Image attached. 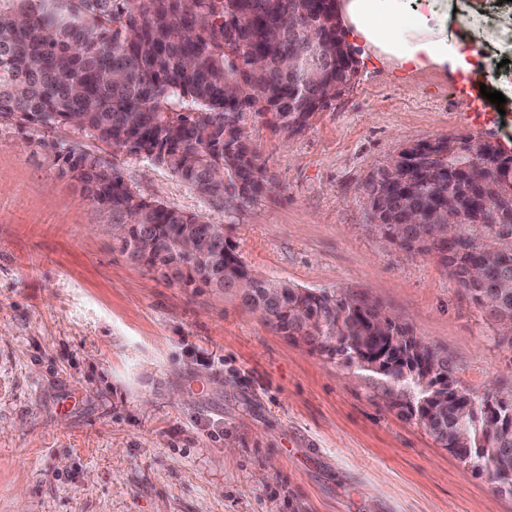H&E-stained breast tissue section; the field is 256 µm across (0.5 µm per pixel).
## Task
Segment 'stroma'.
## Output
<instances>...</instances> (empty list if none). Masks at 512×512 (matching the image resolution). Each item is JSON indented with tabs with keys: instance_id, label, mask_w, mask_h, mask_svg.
Instances as JSON below:
<instances>
[{
	"instance_id": "stroma-1",
	"label": "stroma",
	"mask_w": 512,
	"mask_h": 512,
	"mask_svg": "<svg viewBox=\"0 0 512 512\" xmlns=\"http://www.w3.org/2000/svg\"><path fill=\"white\" fill-rule=\"evenodd\" d=\"M354 52L344 95L302 133L248 117L272 189L232 213L76 127L0 118V512H512L382 377L129 260L111 213L42 145L104 157L135 194L223 225L257 276L368 293L448 357L460 388L510 394L512 336L437 257L376 231L367 185L420 142L512 154V101Z\"/></svg>"
}]
</instances>
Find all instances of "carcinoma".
I'll list each match as a JSON object with an SVG mask.
<instances>
[{"label":"carcinoma","mask_w":512,"mask_h":512,"mask_svg":"<svg viewBox=\"0 0 512 512\" xmlns=\"http://www.w3.org/2000/svg\"><path fill=\"white\" fill-rule=\"evenodd\" d=\"M303 26L288 28V12ZM333 29L324 37L313 30ZM333 0H0V117L46 128L74 122L114 147L145 152L226 211L265 196L269 179L243 126L267 119L291 136L336 99L341 68L327 51L336 36ZM283 39L272 42L273 31ZM301 53L288 66V46ZM174 99L192 111L174 112ZM63 174L112 213L121 253L168 281L237 297L271 328L312 351L354 363L384 358L386 382L442 447L486 470L512 493V397L477 399L452 387L448 358L398 324L365 294L314 292L254 275L224 238V225L152 201H137L116 166L56 144ZM483 143L443 147L402 169L404 190L370 182L371 223L406 250L434 254L457 286L512 331V181L490 160L482 178L444 181L450 167L481 158ZM462 223H450L448 193ZM454 233L448 241V233ZM148 241V251L139 243ZM435 373L446 389L426 397L409 377Z\"/></svg>","instance_id":"cac0c4a2"}]
</instances>
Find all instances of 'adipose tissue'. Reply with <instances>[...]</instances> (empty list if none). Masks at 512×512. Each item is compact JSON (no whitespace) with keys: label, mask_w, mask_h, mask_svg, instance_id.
I'll use <instances>...</instances> for the list:
<instances>
[{"label":"adipose tissue","mask_w":512,"mask_h":512,"mask_svg":"<svg viewBox=\"0 0 512 512\" xmlns=\"http://www.w3.org/2000/svg\"><path fill=\"white\" fill-rule=\"evenodd\" d=\"M336 10L346 41L375 47L376 60H394L409 74L443 68L468 85L490 82L476 2L453 24L435 0H338Z\"/></svg>","instance_id":"ef3b65f1"}]
</instances>
